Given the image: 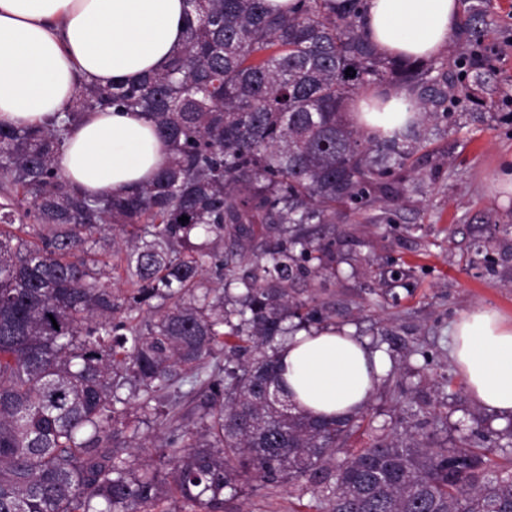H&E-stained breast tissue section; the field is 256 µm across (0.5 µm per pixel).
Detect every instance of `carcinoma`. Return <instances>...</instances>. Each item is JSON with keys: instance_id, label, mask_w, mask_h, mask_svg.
<instances>
[{"instance_id": "cac0c4a2", "label": "carcinoma", "mask_w": 512, "mask_h": 512, "mask_svg": "<svg viewBox=\"0 0 512 512\" xmlns=\"http://www.w3.org/2000/svg\"><path fill=\"white\" fill-rule=\"evenodd\" d=\"M184 2L166 70L83 83L53 124L0 123V512H165L170 494L224 512L252 481L298 479L321 512H512V455L469 436L436 451L412 405L338 463L357 417L298 409L278 374L288 337L339 314L324 283L341 224H390L379 201L436 181L415 156L485 87L488 0L468 5L457 72L378 54L363 0ZM369 88L406 91L415 119L353 125L346 103ZM112 107L145 116L168 161L123 193L79 192L64 133ZM152 423L156 458L127 452Z\"/></svg>"}]
</instances>
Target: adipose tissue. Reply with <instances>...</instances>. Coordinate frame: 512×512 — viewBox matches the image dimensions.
Instances as JSON below:
<instances>
[{"label":"adipose tissue","mask_w":512,"mask_h":512,"mask_svg":"<svg viewBox=\"0 0 512 512\" xmlns=\"http://www.w3.org/2000/svg\"><path fill=\"white\" fill-rule=\"evenodd\" d=\"M183 0H0V122L43 125L80 82L108 85L163 71L184 44ZM459 0H366L364 25L379 53L425 59L458 29ZM406 91L367 92L354 117L369 128L414 117ZM168 151L150 122L114 109L86 113L59 158L65 178L90 192L146 183ZM452 357L472 401L512 415V321L492 308L454 323ZM389 357L353 331L328 326L289 337L280 354L289 399L313 415L361 410Z\"/></svg>","instance_id":"obj_1"}]
</instances>
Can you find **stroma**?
Wrapping results in <instances>:
<instances>
[{
    "label": "stroma",
    "mask_w": 512,
    "mask_h": 512,
    "mask_svg": "<svg viewBox=\"0 0 512 512\" xmlns=\"http://www.w3.org/2000/svg\"><path fill=\"white\" fill-rule=\"evenodd\" d=\"M483 46H498L480 91L482 117L464 114L432 147L439 170L426 197L408 202L393 230L351 224L339 250L350 257L329 283L336 304L347 307L337 325L383 348L390 367L365 408L366 426L349 441L361 448L405 422L409 402L427 405L417 438L452 449L480 432L490 457L503 455L501 433L512 419L476 407L451 355V329L464 312L490 307L512 320V195L497 189L501 163L512 159V0H491ZM400 266L406 287L382 284V306H362L371 273ZM406 391L395 400L393 390ZM317 494L299 480L267 487L244 486L224 512H317Z\"/></svg>",
    "instance_id": "35a3bbf8"
}]
</instances>
